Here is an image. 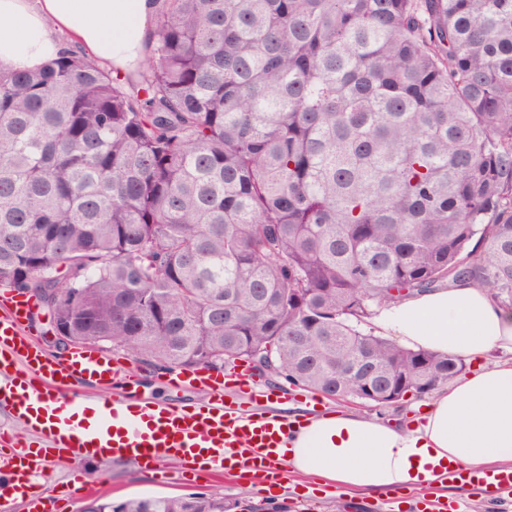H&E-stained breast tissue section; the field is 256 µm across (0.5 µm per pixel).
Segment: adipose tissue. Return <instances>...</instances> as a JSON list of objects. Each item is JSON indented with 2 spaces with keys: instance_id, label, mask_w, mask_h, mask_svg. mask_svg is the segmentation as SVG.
Listing matches in <instances>:
<instances>
[{
  "instance_id": "adipose-tissue-1",
  "label": "adipose tissue",
  "mask_w": 512,
  "mask_h": 512,
  "mask_svg": "<svg viewBox=\"0 0 512 512\" xmlns=\"http://www.w3.org/2000/svg\"><path fill=\"white\" fill-rule=\"evenodd\" d=\"M157 0H0V70H36L65 50L134 69L154 40ZM376 331L411 350L450 354L467 374L434 392L419 423L354 410L307 417L276 457L337 493L424 490L448 464L512 462V306L461 280L381 307Z\"/></svg>"
}]
</instances>
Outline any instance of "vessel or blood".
Masks as SVG:
<instances>
[{"instance_id":"obj_1","label":"vessel or blood","mask_w":512,"mask_h":512,"mask_svg":"<svg viewBox=\"0 0 512 512\" xmlns=\"http://www.w3.org/2000/svg\"><path fill=\"white\" fill-rule=\"evenodd\" d=\"M30 301L0 296V411L21 433L0 431V508L15 495L27 496L29 512H47L43 480L52 449H67L81 466L73 481L83 484V464L119 459L157 468L168 461L183 464V482L224 471L247 470L260 486L279 484L284 470L272 454L293 432L292 422H271L254 409L274 398L248 368L238 365L215 373L201 367L178 373L177 383L207 392L199 405L162 406L116 398L109 390L115 377L138 382L132 367L102 351L80 347L63 363L44 358L26 323ZM96 392L76 391L78 381ZM235 384L248 402H225L224 387ZM450 487L477 495L497 509L512 490V466L480 469L449 466Z\"/></svg>"}]
</instances>
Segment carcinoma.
I'll return each instance as SVG.
<instances>
[{
  "mask_svg": "<svg viewBox=\"0 0 512 512\" xmlns=\"http://www.w3.org/2000/svg\"><path fill=\"white\" fill-rule=\"evenodd\" d=\"M160 2L134 76L0 72V286L167 370L447 383L458 358L362 326L461 278L512 304V0Z\"/></svg>",
  "mask_w": 512,
  "mask_h": 512,
  "instance_id": "1",
  "label": "carcinoma"
}]
</instances>
